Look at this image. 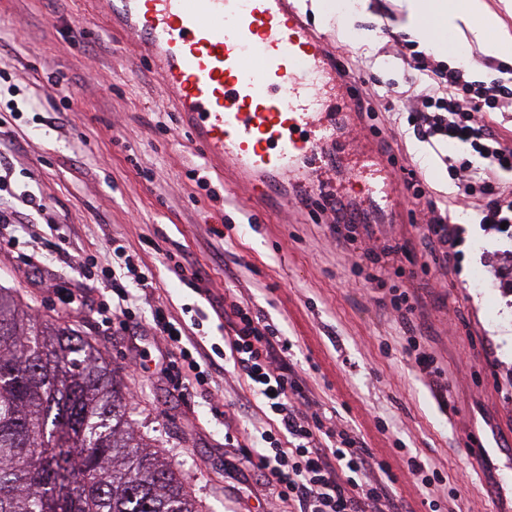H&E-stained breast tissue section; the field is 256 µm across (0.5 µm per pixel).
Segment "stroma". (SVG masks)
<instances>
[{
    "instance_id": "stroma-1",
    "label": "stroma",
    "mask_w": 512,
    "mask_h": 512,
    "mask_svg": "<svg viewBox=\"0 0 512 512\" xmlns=\"http://www.w3.org/2000/svg\"><path fill=\"white\" fill-rule=\"evenodd\" d=\"M309 2L299 0L302 14L329 50L360 76L361 89H392L396 110L412 106L418 89L409 66L422 60L512 88V54L426 51L404 30L401 0H368L331 16ZM374 125L390 134L398 180L415 172L423 195L404 186L398 222L366 224L348 241L337 236L331 212L307 209L301 196H318L325 182L342 198H360L367 179L317 171L309 184L291 185L282 206L264 208L212 170L147 62L93 16L90 0H0V161L10 167L0 203L18 206L23 225L46 245L65 242L70 253L102 264L120 238L153 268L174 317L186 304L208 314L203 330L212 341L222 332L209 297L261 311L292 342L289 362L310 399L390 465L402 512H493L499 490L512 489V448L484 459L476 430L512 421V290L485 258L512 241L469 223L481 195L459 197L441 156L406 121L381 111ZM27 193L41 208L18 205ZM431 205L463 225L455 256L430 245ZM174 249L200 294L168 271L165 254ZM369 251L383 253L379 265L365 260ZM477 272L480 288L471 285ZM0 288L99 348L141 433L184 479L200 512H266L269 491L240 447L269 421L233 368L214 374L210 397L172 390L149 309L136 336L103 334L94 297L83 295L66 265L35 273L0 255ZM403 292L414 306L405 315L392 305ZM411 336L434 358L436 376L409 357ZM217 409L226 420L215 419ZM228 433L239 447H225ZM412 456L430 481L408 472Z\"/></svg>"
}]
</instances>
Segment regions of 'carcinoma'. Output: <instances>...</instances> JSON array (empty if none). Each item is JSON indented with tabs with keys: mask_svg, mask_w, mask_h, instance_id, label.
<instances>
[{
	"mask_svg": "<svg viewBox=\"0 0 512 512\" xmlns=\"http://www.w3.org/2000/svg\"><path fill=\"white\" fill-rule=\"evenodd\" d=\"M113 374L0 288V512H199Z\"/></svg>",
	"mask_w": 512,
	"mask_h": 512,
	"instance_id": "carcinoma-1",
	"label": "carcinoma"
}]
</instances>
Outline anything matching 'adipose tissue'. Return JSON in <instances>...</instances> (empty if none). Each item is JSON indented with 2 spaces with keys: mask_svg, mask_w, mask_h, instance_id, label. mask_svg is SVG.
Listing matches in <instances>:
<instances>
[{
  "mask_svg": "<svg viewBox=\"0 0 512 512\" xmlns=\"http://www.w3.org/2000/svg\"><path fill=\"white\" fill-rule=\"evenodd\" d=\"M414 33L436 52H446L449 40L473 39L481 52L498 57L512 51V37L502 34L501 22L485 0H405Z\"/></svg>",
  "mask_w": 512,
  "mask_h": 512,
  "instance_id": "adipose-tissue-1",
  "label": "adipose tissue"
}]
</instances>
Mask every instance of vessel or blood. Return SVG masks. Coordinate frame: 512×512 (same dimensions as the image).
Listing matches in <instances>:
<instances>
[{
  "label": "vessel or blood",
  "instance_id": "vessel-or-blood-1",
  "mask_svg": "<svg viewBox=\"0 0 512 512\" xmlns=\"http://www.w3.org/2000/svg\"><path fill=\"white\" fill-rule=\"evenodd\" d=\"M94 11L147 58L206 157L260 196L332 166L340 128L364 125L356 111L321 110V89L345 96L358 82L292 0H94ZM377 163L366 200L382 221L400 191Z\"/></svg>",
  "mask_w": 512,
  "mask_h": 512
}]
</instances>
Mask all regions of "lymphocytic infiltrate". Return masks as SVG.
I'll list each match as a JSON object with an SVG mask.
<instances>
[{
  "label": "lymphocytic infiltrate",
  "mask_w": 512,
  "mask_h": 512,
  "mask_svg": "<svg viewBox=\"0 0 512 512\" xmlns=\"http://www.w3.org/2000/svg\"><path fill=\"white\" fill-rule=\"evenodd\" d=\"M434 74L442 93L420 94L407 122L424 141L470 146L472 160L448 158V169L464 195L484 193L480 224L512 240V190L492 186L496 173L512 163V147L484 119L485 113L504 108L512 90L467 80L461 69L438 68ZM112 261L115 270L104 271L100 281L108 294L99 308L105 328L116 319L134 320L142 292L155 280L153 269L120 243L112 245ZM221 309L230 334L220 346L205 347L194 335L202 324L199 315L175 319L160 297L151 308L153 329L170 347L164 371L176 388L206 389L226 359L262 399L273 427L256 437L246 456L275 500L269 512H281L284 503L292 512H365L381 502L396 508L389 466L371 464L359 438L315 409L303 379L287 361L289 343L280 330L240 303Z\"/></svg>",
  "instance_id": "obj_1"
}]
</instances>
